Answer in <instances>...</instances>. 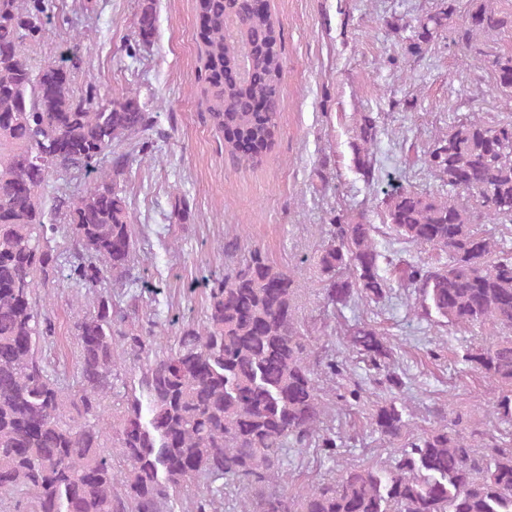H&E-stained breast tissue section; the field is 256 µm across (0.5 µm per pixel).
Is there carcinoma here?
<instances>
[{
	"instance_id": "1",
	"label": "carcinoma",
	"mask_w": 512,
	"mask_h": 512,
	"mask_svg": "<svg viewBox=\"0 0 512 512\" xmlns=\"http://www.w3.org/2000/svg\"><path fill=\"white\" fill-rule=\"evenodd\" d=\"M201 94L233 163L261 166L279 135L283 45L266 0H194ZM45 0H0V502L14 512H176L182 489L196 493L188 512H223L224 487L239 512H512V446L493 442L474 453L443 426L401 448L384 468L347 469L299 495L275 484L290 448L336 450L319 434L321 361L294 305L295 281L262 250L208 280L205 320L179 330L162 350L150 329L123 328L137 299L101 296L72 306L79 350L71 389L61 386L43 348L55 336L40 307V286L55 278L58 227L46 222L40 191L72 169L94 174L77 197L59 194L68 218L69 276L88 291L133 277L136 249L127 198L117 178L128 168L121 143L148 130L151 116L135 97L107 99L94 85L74 95L70 72L81 43L37 70L25 50L46 34ZM452 12L417 19L410 52L420 55ZM512 24L480 4L456 30L473 36ZM138 43L156 28L154 0H141ZM495 87L512 97V53L483 52ZM353 163L374 179L370 149L378 126L361 116ZM441 192L396 187L385 193L382 223L404 242L438 255L440 267L395 269L420 293L421 314L452 327L512 330V250L485 224H512V118H455L448 134L418 156ZM476 207L460 203L462 195ZM318 266L324 299L334 307L354 297L386 295L378 227L330 218ZM349 351L377 370L392 351L376 327L344 330ZM465 362L494 387L493 414L512 421V336L475 346ZM134 372L132 381L126 374ZM119 397L121 415L104 418L103 402ZM392 442L408 427L403 408L386 403L372 417Z\"/></svg>"
}]
</instances>
